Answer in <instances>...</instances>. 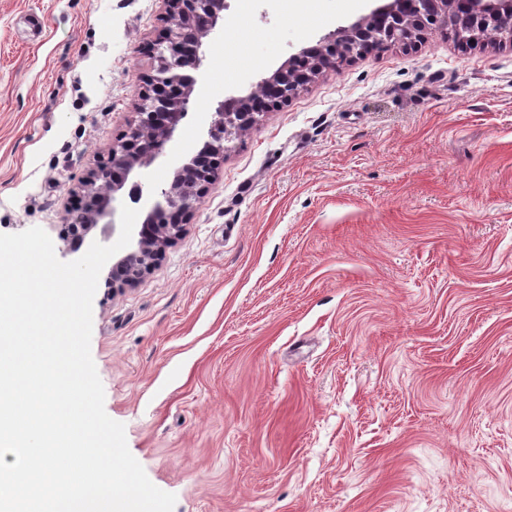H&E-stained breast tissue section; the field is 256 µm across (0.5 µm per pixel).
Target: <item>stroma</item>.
<instances>
[{
  "instance_id": "stroma-1",
  "label": "stroma",
  "mask_w": 512,
  "mask_h": 512,
  "mask_svg": "<svg viewBox=\"0 0 512 512\" xmlns=\"http://www.w3.org/2000/svg\"><path fill=\"white\" fill-rule=\"evenodd\" d=\"M370 8L231 0L168 153ZM162 12L0 0V233L78 259L63 215L137 118ZM91 354L174 512H512V44L435 27L264 113L138 284L100 275Z\"/></svg>"
}]
</instances>
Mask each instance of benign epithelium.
<instances>
[{
    "instance_id": "7a95c632",
    "label": "benign epithelium",
    "mask_w": 512,
    "mask_h": 512,
    "mask_svg": "<svg viewBox=\"0 0 512 512\" xmlns=\"http://www.w3.org/2000/svg\"><path fill=\"white\" fill-rule=\"evenodd\" d=\"M163 25L147 52L154 60L138 91L137 120L91 170L81 184L86 202L64 215L61 237L71 247L108 239L113 232L116 203L123 194L139 204L142 222L135 225L130 250L112 265L126 274L118 287L133 286L148 273L166 248L181 238L229 150L230 133H244L270 109L288 101L303 87L304 76L294 63L311 70L315 78L337 67L332 51L347 48L344 58L358 52L364 39L372 47L411 42L425 26L448 22L463 11L477 23L492 22L489 36L512 37V0H390L348 26L325 34L316 45L288 57L270 75L241 96L220 101L208 113L202 145L179 160L166 183L145 190L135 181L139 170L166 155V145L178 134L196 99L198 74L206 47L224 22L228 0H163Z\"/></svg>"
}]
</instances>
